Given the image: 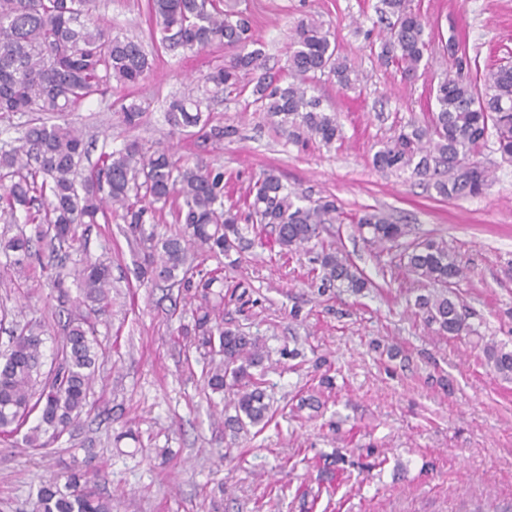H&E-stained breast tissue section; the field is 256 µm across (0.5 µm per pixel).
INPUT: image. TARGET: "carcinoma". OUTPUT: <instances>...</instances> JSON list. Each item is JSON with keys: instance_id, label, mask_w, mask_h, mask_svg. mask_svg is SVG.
Returning a JSON list of instances; mask_svg holds the SVG:
<instances>
[{"instance_id": "carcinoma-1", "label": "carcinoma", "mask_w": 512, "mask_h": 512, "mask_svg": "<svg viewBox=\"0 0 512 512\" xmlns=\"http://www.w3.org/2000/svg\"><path fill=\"white\" fill-rule=\"evenodd\" d=\"M93 0H0V122L17 115L33 119L19 145L0 147V220L36 225L34 236H0V284L9 270L24 272L43 254L55 262L46 273L62 289L73 278L83 291V304L102 310L109 303L110 264L88 255L68 267L78 250L83 224L120 220L143 245L137 277L170 282L199 304L193 324L183 328L202 359L204 383L214 393L230 396L235 414L224 419V431L235 436L249 426H266L272 419L264 380L252 373L264 359V344L224 322L222 272L197 269L200 256L232 255L252 245L255 225L270 229V248L297 253L329 226L342 221L335 198L310 196L288 189L270 172L256 178L242 202L224 204V166L189 165L170 149L138 141L102 153L100 164L77 179L85 153L78 130L65 120L88 99L109 90H127L151 71L152 60L142 41L112 34V28L90 19ZM149 35L168 50L202 51L222 46L231 60L216 66L206 88L192 87L172 99L166 121L174 133L194 129L201 143L221 144L237 133L232 125L213 120L209 93L249 94L252 105L288 128L294 139L314 137L329 146L341 138L336 114L321 108L310 94L317 75L329 74L342 87L357 74L339 54L335 33L324 23L301 20L288 50V79L269 73L264 45L254 37L248 16L224 0H147ZM387 22L377 58L393 63L406 79L414 78L428 48L425 20L407 9L405 0H381ZM437 111L429 121H410L380 144L372 157L382 173L420 178L448 199L481 195L490 171L473 160L489 136L497 152L512 162V66L489 70L483 84L464 76L446 79L434 90ZM122 123L137 127L144 109L136 101L120 100ZM367 241L395 248L399 266L431 287L415 299L424 322L440 336H468L454 288L468 278L443 239L406 240L409 230L377 211L354 218ZM148 224H175L178 232L158 236ZM319 289L335 288L358 295L369 280L340 248H322ZM63 338L53 370L39 381L42 338L38 326H17L8 349L0 355V438L7 439L36 413L39 424L25 434L33 448L74 430L86 404L96 361L93 340L78 307L66 309ZM494 371L512 380V348L491 341L484 346ZM86 472L70 474L64 484L41 483L39 512H112V502L97 496Z\"/></svg>"}]
</instances>
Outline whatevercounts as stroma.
Returning <instances> with one entry per match:
<instances>
[{"mask_svg": "<svg viewBox=\"0 0 512 512\" xmlns=\"http://www.w3.org/2000/svg\"><path fill=\"white\" fill-rule=\"evenodd\" d=\"M379 0H233L253 19L267 64L287 66L297 22L314 17L336 34L342 57L361 81L340 87L324 77L316 94L336 113L342 137L331 147L294 141L245 98L218 95L217 120L236 127L223 144L201 146L171 134L164 105L185 83L223 63L224 50L171 52L154 47L150 75L130 98L149 106L142 124L123 125L114 94L85 102L68 119L89 150L83 169L102 151L133 139L159 140L190 162L223 165L230 190L245 193L265 170L317 199L335 197L345 214L333 239L373 281L362 294L319 292L313 277L317 248L280 254L260 244L236 265L207 258L203 271L224 269V319L263 337L272 421L261 431L225 438L214 425L219 396L204 387L195 351L179 334L189 322L164 300L161 287L137 281L135 243L121 224H95L83 243L112 258V305L90 314L99 360L80 427L49 447L27 448L22 435L0 439V512H33L42 481L76 470L100 473L95 485L112 512H303L295 491L316 485V461L339 452L347 463L311 512H473L512 507V381L488 365L485 342L512 347V163L494 143L477 156L493 171L481 196L441 198L409 174L385 176L371 159L381 141L409 120L435 110L438 82L456 77L448 41L466 49L474 73L512 65V0H408L427 23L429 66L404 80L373 52L379 43ZM95 19L120 35L149 36L146 0H95ZM382 212L417 236L444 238L469 277L456 293L474 333L438 336L410 304L417 286L391 254L358 233L351 218ZM80 290L48 285L40 268L28 285L0 288L10 316L41 322L42 368L55 361L62 300ZM324 358L335 387L311 416L295 404L318 385Z\"/></svg>", "mask_w": 512, "mask_h": 512, "instance_id": "obj_1", "label": "stroma"}]
</instances>
